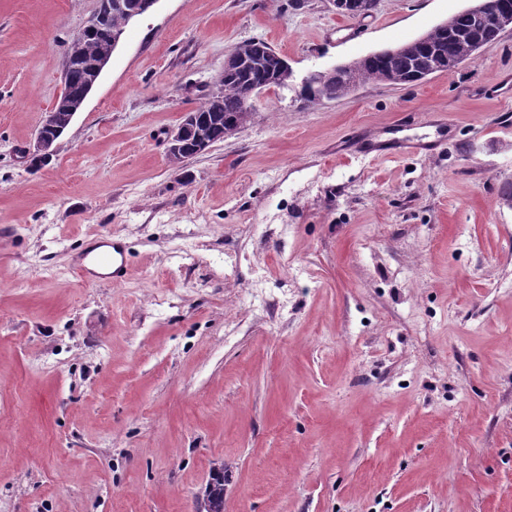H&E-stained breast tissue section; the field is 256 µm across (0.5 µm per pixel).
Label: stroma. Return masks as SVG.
Instances as JSON below:
<instances>
[{
	"instance_id": "stroma-1",
	"label": "stroma",
	"mask_w": 512,
	"mask_h": 512,
	"mask_svg": "<svg viewBox=\"0 0 512 512\" xmlns=\"http://www.w3.org/2000/svg\"><path fill=\"white\" fill-rule=\"evenodd\" d=\"M98 0H0V512H512V32L416 85L313 72L470 0H157L50 163L22 151ZM261 39L293 69L172 168ZM434 141L385 156L362 139ZM103 234L122 282L71 269ZM338 14L348 17H367L373 13L377 0H332ZM205 512H224V468H214L199 492Z\"/></svg>"
}]
</instances>
